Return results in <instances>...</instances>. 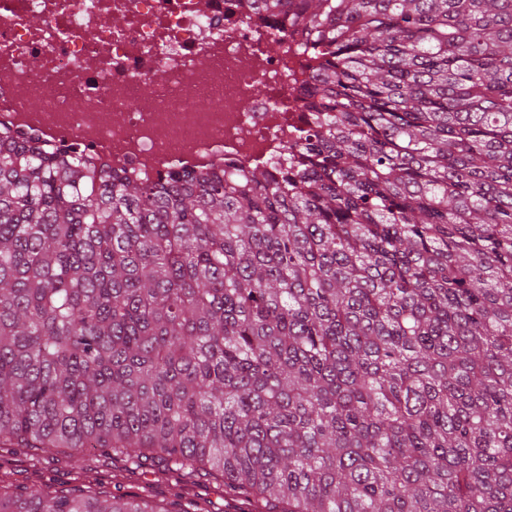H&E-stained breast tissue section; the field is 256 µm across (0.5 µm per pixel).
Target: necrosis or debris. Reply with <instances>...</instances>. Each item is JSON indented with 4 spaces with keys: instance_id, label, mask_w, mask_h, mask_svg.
Listing matches in <instances>:
<instances>
[{
    "instance_id": "obj_1",
    "label": "necrosis or debris",
    "mask_w": 512,
    "mask_h": 512,
    "mask_svg": "<svg viewBox=\"0 0 512 512\" xmlns=\"http://www.w3.org/2000/svg\"><path fill=\"white\" fill-rule=\"evenodd\" d=\"M244 0H0V138L130 178L287 164L314 81Z\"/></svg>"
}]
</instances>
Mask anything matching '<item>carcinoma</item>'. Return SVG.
<instances>
[{
	"label": "carcinoma",
	"mask_w": 512,
	"mask_h": 512,
	"mask_svg": "<svg viewBox=\"0 0 512 512\" xmlns=\"http://www.w3.org/2000/svg\"><path fill=\"white\" fill-rule=\"evenodd\" d=\"M254 2L317 62L280 177L0 141V448L248 512H512V0ZM0 512L207 510L1 476ZM186 487L175 477L167 480L157 481L150 469H144V473L130 475L124 483V490L136 494L152 493L157 498L172 499V495L177 492H183ZM187 491V490H186ZM216 484L198 485L190 487V494L198 495V497L209 499L215 503V512H236L237 503L230 498H224V491Z\"/></svg>",
	"instance_id": "carcinoma-1"
}]
</instances>
